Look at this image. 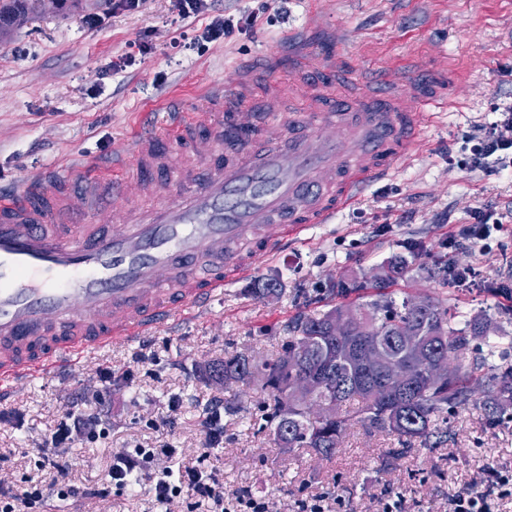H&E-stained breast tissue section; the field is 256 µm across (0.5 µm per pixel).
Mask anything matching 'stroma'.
<instances>
[{
    "label": "stroma",
    "mask_w": 512,
    "mask_h": 512,
    "mask_svg": "<svg viewBox=\"0 0 512 512\" xmlns=\"http://www.w3.org/2000/svg\"><path fill=\"white\" fill-rule=\"evenodd\" d=\"M259 11L252 33L209 41L210 16L179 18L174 0H144L134 12L110 0H69L14 21L0 34V191L9 192L35 167L70 159L96 160L118 149L142 125L147 109L173 94L226 83L238 59L274 53L288 26L336 28V47L352 78L371 71L395 76L408 60L424 59L453 73L448 109L419 131L421 155L374 183L334 223L319 224L275 254L257 255L252 274L224 286V296L191 321L113 342L88 355L69 376H32L12 383L0 405L18 411L21 428L0 424V477L21 478L34 465L45 433L78 392L95 399L99 374L112 373L106 399L108 438L66 451L77 483L101 481L113 452L171 443L206 454L224 474V492L250 488L273 497V512H297L301 499L335 497L333 512H382L395 495L405 512H448L449 493L482 473L512 469V417L489 419L481 403L449 411L448 439L414 446L397 458L396 436L353 421L335 454L279 447L262 418L265 394L242 384L224 393V441L205 449L199 399L214 386L204 368L248 350L273 358L288 325L340 304L371 300V276L404 263L387 291L441 300L450 315L488 311L506 332L501 352L512 363V174L487 175L450 165L448 150L488 121L491 101L512 103V0H215L219 14ZM147 54H139L140 44ZM135 54L134 65L113 62ZM495 210L503 229L488 248L457 249L450 236L475 209ZM478 268L484 283L461 288L431 278L437 264ZM275 295H262L268 280ZM346 282L351 291L339 295ZM183 402L177 427L164 424L172 398ZM45 512H154L150 485L138 481L122 496L96 504L82 497L49 498Z\"/></svg>",
    "instance_id": "1"
}]
</instances>
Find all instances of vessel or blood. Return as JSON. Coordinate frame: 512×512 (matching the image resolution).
I'll list each match as a JSON object with an SVG mask.
<instances>
[{
	"mask_svg": "<svg viewBox=\"0 0 512 512\" xmlns=\"http://www.w3.org/2000/svg\"><path fill=\"white\" fill-rule=\"evenodd\" d=\"M268 63L291 76L271 80L264 114L249 111L253 69L239 61L225 87L168 97L108 163L39 167L0 194V387L222 298L255 254L333 223L415 157L416 130L446 102L435 75L419 87L409 64L392 95L337 96L341 62L313 57L300 27ZM298 89L304 112H284Z\"/></svg>",
	"mask_w": 512,
	"mask_h": 512,
	"instance_id": "obj_1",
	"label": "vessel or blood"
}]
</instances>
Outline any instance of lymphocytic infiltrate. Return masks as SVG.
<instances>
[{
	"label": "lymphocytic infiltrate",
	"instance_id": "lymphocytic-infiltrate-1",
	"mask_svg": "<svg viewBox=\"0 0 512 512\" xmlns=\"http://www.w3.org/2000/svg\"><path fill=\"white\" fill-rule=\"evenodd\" d=\"M490 112L491 120L462 137L452 157L459 168L479 169L489 175L512 169V105L496 103ZM103 412V403L89 404L84 394H77L39 450L42 467L54 470L55 481L46 484L30 476L14 486L1 479L0 512H39L49 496L66 500L77 492L86 499L104 500L126 492L142 473L150 478L157 512H171L176 504L182 505L184 512H272L271 497L254 495L248 489L225 496L224 483L215 470L205 469L200 460L178 455L167 446L121 450L115 453L100 485L76 489L62 451L103 437ZM163 457L177 459V467L156 469V462ZM509 496L512 471H492L482 481L450 493L448 512H494L495 500Z\"/></svg>",
	"mask_w": 512,
	"mask_h": 512
}]
</instances>
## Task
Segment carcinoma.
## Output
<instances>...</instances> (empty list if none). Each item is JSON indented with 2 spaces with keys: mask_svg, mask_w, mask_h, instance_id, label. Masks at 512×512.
Instances as JSON below:
<instances>
[{
  "mask_svg": "<svg viewBox=\"0 0 512 512\" xmlns=\"http://www.w3.org/2000/svg\"><path fill=\"white\" fill-rule=\"evenodd\" d=\"M38 11L36 0H0V24ZM376 298L355 305H338L320 317L303 316L289 327L292 336L274 359L257 364L245 353H236L214 366L210 376L228 386L246 382L256 385L273 400V433L284 448H311L329 456L336 452L341 437L352 419L360 416L370 428L397 436L401 447L392 454L410 451L412 442L420 441L432 448L443 442L447 431L438 427L437 419L450 409L468 405L474 386L483 387L486 414L498 418L512 407V364L492 362L499 349L497 337L502 327L485 311L452 325L453 316L441 302L426 299L420 309H413L408 299L398 300L386 293L385 283H375ZM343 311L361 315L365 324L352 327L338 338L331 320ZM419 336L420 344L432 355H451L482 340L485 350L468 365H458L454 374L441 383L429 381L427 368L401 344L408 332ZM379 342L386 353L404 362L408 384L393 398L383 401L378 388L382 369L368 367L360 360L366 343ZM304 376L309 380L307 393L294 397L292 380ZM339 406L358 402L350 413H338L322 419L312 412L321 402Z\"/></svg>",
  "mask_w": 512,
  "mask_h": 512,
  "instance_id": "carcinoma-1",
  "label": "carcinoma"
}]
</instances>
